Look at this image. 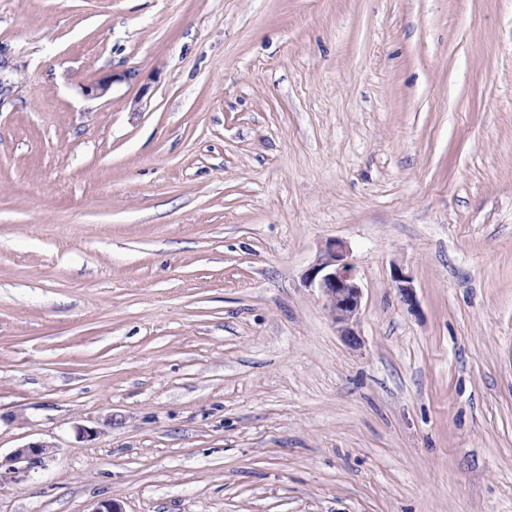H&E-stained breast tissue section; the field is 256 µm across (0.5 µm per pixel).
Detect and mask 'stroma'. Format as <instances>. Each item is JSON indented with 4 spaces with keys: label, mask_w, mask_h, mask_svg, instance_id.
<instances>
[{
    "label": "stroma",
    "mask_w": 512,
    "mask_h": 512,
    "mask_svg": "<svg viewBox=\"0 0 512 512\" xmlns=\"http://www.w3.org/2000/svg\"><path fill=\"white\" fill-rule=\"evenodd\" d=\"M0 47V466L56 447L0 512H512V0H0ZM347 246L336 240L328 245L316 265L306 274V284L316 288L324 308L342 336L352 345H359L353 331L362 304V290L354 265L348 260ZM50 448L54 447L42 442H33L23 447L16 448L10 457V461L14 466L9 468L8 472H5V474H19L20 472L27 471L31 465L41 462L43 456L49 453ZM16 464L25 465L15 466Z\"/></svg>",
    "instance_id": "stroma-1"
}]
</instances>
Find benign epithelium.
<instances>
[{
	"mask_svg": "<svg viewBox=\"0 0 512 512\" xmlns=\"http://www.w3.org/2000/svg\"><path fill=\"white\" fill-rule=\"evenodd\" d=\"M306 284L318 290L324 301V308L342 336L354 346L360 344L353 331L362 304V290L357 281L354 265L348 260L347 246L336 240L328 245L316 265L306 274ZM50 445L42 442L29 443L15 449L10 457L13 463L10 474L27 471L30 466L41 462L48 454Z\"/></svg>",
	"mask_w": 512,
	"mask_h": 512,
	"instance_id": "benign-epithelium-1",
	"label": "benign epithelium"
}]
</instances>
